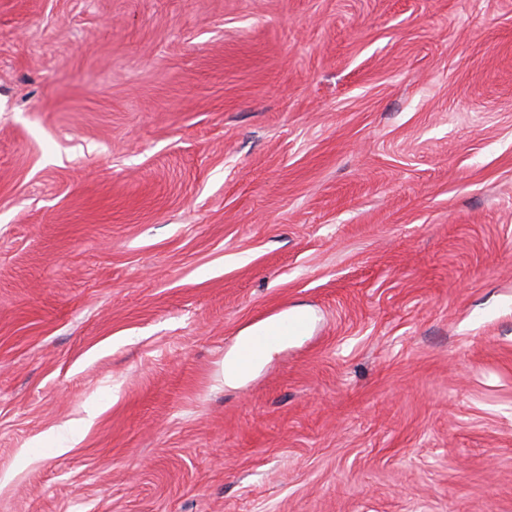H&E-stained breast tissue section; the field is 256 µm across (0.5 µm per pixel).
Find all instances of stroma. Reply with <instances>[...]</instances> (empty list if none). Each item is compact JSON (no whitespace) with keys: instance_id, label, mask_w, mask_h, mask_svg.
I'll use <instances>...</instances> for the list:
<instances>
[{"instance_id":"35a3bbf8","label":"stroma","mask_w":512,"mask_h":512,"mask_svg":"<svg viewBox=\"0 0 512 512\" xmlns=\"http://www.w3.org/2000/svg\"><path fill=\"white\" fill-rule=\"evenodd\" d=\"M0 512H512V0H0ZM301 327L302 322L295 318L277 320L263 327L239 345L235 362L236 368L243 373L249 372L261 354L277 349L290 333Z\"/></svg>"}]
</instances>
